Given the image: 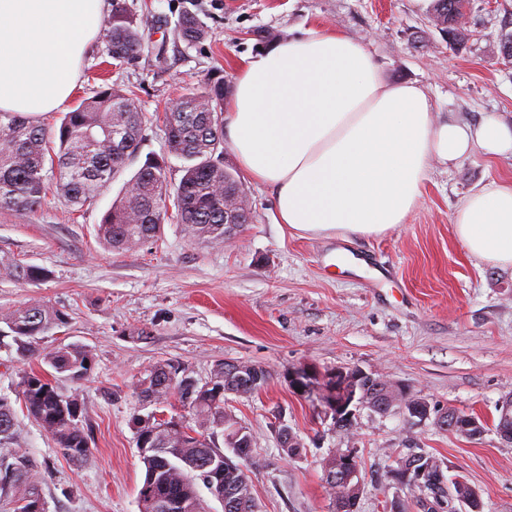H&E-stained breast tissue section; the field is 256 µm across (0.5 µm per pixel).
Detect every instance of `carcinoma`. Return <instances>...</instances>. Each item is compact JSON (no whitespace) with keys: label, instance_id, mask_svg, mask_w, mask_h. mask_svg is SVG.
<instances>
[{"label":"carcinoma","instance_id":"obj_1","mask_svg":"<svg viewBox=\"0 0 512 512\" xmlns=\"http://www.w3.org/2000/svg\"><path fill=\"white\" fill-rule=\"evenodd\" d=\"M461 0H432L429 14L457 15ZM107 54L117 61L138 55L145 45V21L129 12L124 0H112V15L106 20ZM175 31L186 43L203 40L205 30L191 15L177 21ZM228 86L217 71L205 75L197 86L179 97L177 107L165 117L167 155L146 156L143 164L125 182L97 227L99 240L111 250H124L157 238L168 202H173L178 220L191 234L212 242H224V223L241 227L250 212L240 206L225 209L224 197L243 198L239 177L224 167V96ZM143 113L134 94L119 85L104 83L93 95L65 113L59 128L48 131L36 120L17 112H0V209L33 212L44 203L49 191L72 205L93 201L100 191L118 179L138 157L142 140ZM58 141V148L50 146ZM183 161L179 182L169 180L168 157ZM5 273L25 282L48 278L49 272L32 265L6 264ZM0 322L11 332L17 362L40 358L52 373L74 382L85 378L91 368L90 350L65 345L44 352L37 337L65 324V313L37 302L0 314ZM213 378L221 386L232 385L233 394L248 397L267 384L269 372L262 366L223 362ZM183 378L169 364H158L147 377L135 383L142 400L160 406L170 398L188 409L189 416L159 418L151 412L133 418L136 444L144 464L138 491L141 512H206L198 484L217 480L229 495L227 512H257L247 475L246 461L252 453V435L224 408L225 392L202 390L189 394ZM27 416L74 463L91 455V437L84 426L78 400L58 390L41 373L23 371L17 384ZM399 388L375 377L362 388L363 405L387 414L401 408ZM15 413L0 397V442L13 439ZM223 437V445L217 444ZM242 449L245 463L224 466V450ZM394 478L418 484L431 493L448 486V501L467 504L479 512L472 488L465 482L450 483L433 457L412 454L396 460ZM323 480L332 506L356 505L360 485L336 468V455L323 461ZM0 494L10 500L14 512H25L27 501L40 495L33 460L16 448L0 457Z\"/></svg>","mask_w":512,"mask_h":512}]
</instances>
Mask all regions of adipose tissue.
<instances>
[{"mask_svg": "<svg viewBox=\"0 0 512 512\" xmlns=\"http://www.w3.org/2000/svg\"><path fill=\"white\" fill-rule=\"evenodd\" d=\"M107 0H0V111L37 116L71 94ZM224 128L239 164L303 237L380 234L404 223L429 162L512 153V126L434 122L425 92L386 82L365 47L310 29L243 58ZM475 258L512 267V181L472 191L452 218Z\"/></svg>", "mask_w": 512, "mask_h": 512, "instance_id": "adipose-tissue-1", "label": "adipose tissue"}]
</instances>
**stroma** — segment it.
Here are the masks:
<instances>
[{
    "label": "stroma",
    "mask_w": 512,
    "mask_h": 512,
    "mask_svg": "<svg viewBox=\"0 0 512 512\" xmlns=\"http://www.w3.org/2000/svg\"><path fill=\"white\" fill-rule=\"evenodd\" d=\"M147 24L148 40L129 62L109 60L98 36L76 85L59 110L40 115L58 129L65 112L98 86V73L134 92L146 117L141 155H165L164 116L185 89L208 72L233 83L242 58L277 40L331 26L363 43L386 80L427 94L435 121L474 124L494 115L512 122V62L500 54L512 32V0H471L468 38L448 46L431 26L429 0H126ZM194 16L207 31L190 45L173 23ZM494 179H512V154L482 151L448 163L432 160L405 223L379 235L300 238L276 223L268 187L243 178L249 224L232 240L193 238L166 215L159 238L109 251L97 237L122 183L71 207L55 194L34 212L0 209V259L49 270L21 282L0 273V313L46 302L65 326L38 339L42 350L79 345L94 365L80 382L56 378L76 394L90 429L92 454L67 460L16 401L21 366L0 346V395L13 399L10 448L26 449L40 472L48 512H140L143 464L132 419L142 412L135 382L160 363L210 381L218 363L264 367L266 387L226 408L253 436L248 465L258 512H332L322 480L324 459L353 452L360 462L358 512H452L391 474L397 454L426 452L446 478L478 492L482 512H512V441L494 429L502 400L512 397V269L472 257L451 220L462 198ZM303 366L324 373L360 368L406 386L439 409L478 416L484 434L470 439L432 419L355 411L351 432L333 428L316 402L295 393L289 374ZM303 443L285 455L278 429Z\"/></svg>",
    "instance_id": "1"
}]
</instances>
